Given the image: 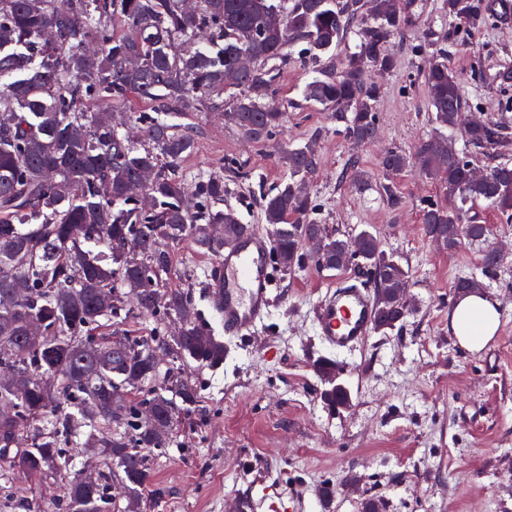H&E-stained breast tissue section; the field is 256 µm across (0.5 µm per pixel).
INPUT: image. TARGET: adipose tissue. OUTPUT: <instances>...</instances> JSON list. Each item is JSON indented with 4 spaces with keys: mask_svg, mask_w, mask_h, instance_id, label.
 <instances>
[{
    "mask_svg": "<svg viewBox=\"0 0 512 512\" xmlns=\"http://www.w3.org/2000/svg\"><path fill=\"white\" fill-rule=\"evenodd\" d=\"M500 312L485 297L470 294L456 305L451 327L459 343L471 351L481 350L497 333Z\"/></svg>",
    "mask_w": 512,
    "mask_h": 512,
    "instance_id": "obj_1",
    "label": "adipose tissue"
}]
</instances>
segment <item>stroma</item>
I'll return each mask as SVG.
<instances>
[{
	"instance_id": "obj_1",
	"label": "stroma",
	"mask_w": 512,
	"mask_h": 512,
	"mask_svg": "<svg viewBox=\"0 0 512 512\" xmlns=\"http://www.w3.org/2000/svg\"><path fill=\"white\" fill-rule=\"evenodd\" d=\"M405 24L388 51L397 60L375 74L381 86L377 135L350 140L321 105L305 99V86L320 70L339 67L354 51L356 34L316 63L298 58L269 61L278 73L277 102L284 125L266 144L245 141L225 123L222 110L192 113L196 150L187 174L223 175L225 205L246 224L263 226L259 187L286 183L282 149L319 142L315 171L307 178L328 231L349 238L367 230L409 275L406 319L375 333L348 357H337L336 377L350 395L346 407L329 409L326 383L316 369L331 357L318 341L313 308L337 274L313 263L279 270L277 298L268 327L242 343L227 342L217 368L183 366L201 398L182 416L177 446L150 451L154 484L139 512H234L252 498L253 512H273L272 502L293 512H320L318 501L333 488V512H362L366 500L382 512H512V218L487 203L474 211L491 235L448 251L429 238L421 210L447 204L445 189L418 171L387 177V149L414 153L424 140L445 136L463 149L460 130L432 123L424 71L431 52L448 45V61L466 99V118L512 129V88L495 79L512 66V22L489 19L449 40L446 0H400ZM241 164L249 180L228 164ZM399 196L388 204L384 186ZM498 246L502 260L492 275L482 257ZM167 288L193 290L206 306L203 283L211 255L192 240L172 245ZM462 277L480 280L484 296L501 313L497 335L472 352L453 336L449 321Z\"/></svg>"
}]
</instances>
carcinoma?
Instances as JSON below:
<instances>
[{
  "mask_svg": "<svg viewBox=\"0 0 512 512\" xmlns=\"http://www.w3.org/2000/svg\"><path fill=\"white\" fill-rule=\"evenodd\" d=\"M459 31L484 18L475 0H447ZM403 28L399 0H0V512H137L153 483L145 450L167 448L180 414L200 398L195 381L160 358L215 368L224 343L205 326L190 290L163 288L168 245L191 239L215 257L249 225L224 207L221 175H180L195 138L173 122L238 95L224 120L256 144L283 126L285 112L264 99L277 75L263 67L302 46L317 59L354 32L359 42L340 67L305 88L358 143L376 134L379 85L390 72L386 49ZM433 121L462 127L471 149L509 143L505 128L463 121L466 100L448 55L435 51L425 71ZM122 104L133 133L114 121ZM317 138L282 152L288 183L262 198L284 270L311 259L339 270L369 266L378 330L408 315V272L377 237H334L315 218L306 177ZM389 175L413 168L448 190L446 206L422 210L426 234L450 251L483 241L490 227L466 206L483 201L512 215V166L479 172L441 139L409 155L388 150ZM317 249L307 257L303 242ZM175 330H169V325ZM102 449L94 472L76 468L70 449ZM53 480L61 497L37 501L16 484ZM121 481L125 508L113 502Z\"/></svg>",
  "mask_w": 512,
  "mask_h": 512,
  "instance_id": "cac0c4a2",
  "label": "carcinoma"
}]
</instances>
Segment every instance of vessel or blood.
Wrapping results in <instances>:
<instances>
[{"label":"vessel or blood","instance_id":"b4317fda","mask_svg":"<svg viewBox=\"0 0 512 512\" xmlns=\"http://www.w3.org/2000/svg\"><path fill=\"white\" fill-rule=\"evenodd\" d=\"M273 246L269 233L249 231L211 262L205 281L207 300L225 339L255 334L270 318L275 305ZM313 320L328 350L355 351L377 330L374 291L362 277L342 275L316 304Z\"/></svg>","mask_w":512,"mask_h":512}]
</instances>
